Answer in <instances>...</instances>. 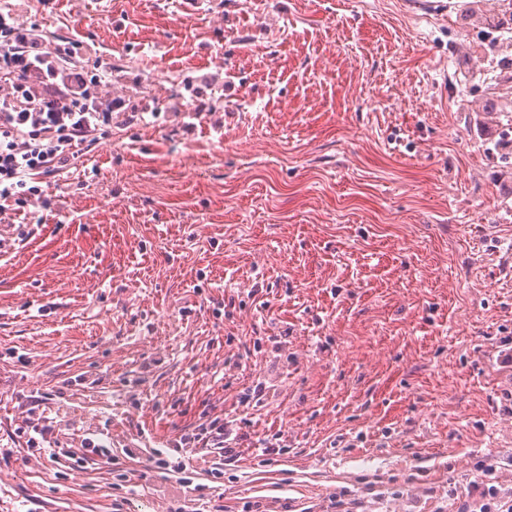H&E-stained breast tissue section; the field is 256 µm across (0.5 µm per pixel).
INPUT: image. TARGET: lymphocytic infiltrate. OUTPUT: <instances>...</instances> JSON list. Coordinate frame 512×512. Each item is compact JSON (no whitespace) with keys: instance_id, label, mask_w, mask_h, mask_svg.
I'll list each match as a JSON object with an SVG mask.
<instances>
[{"instance_id":"lymphocytic-infiltrate-1","label":"lymphocytic infiltrate","mask_w":512,"mask_h":512,"mask_svg":"<svg viewBox=\"0 0 512 512\" xmlns=\"http://www.w3.org/2000/svg\"><path fill=\"white\" fill-rule=\"evenodd\" d=\"M82 48L49 40L20 21L15 0H0V220L41 223L40 180L63 173L124 106L106 91L108 71L81 65Z\"/></svg>"}]
</instances>
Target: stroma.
<instances>
[{
	"mask_svg": "<svg viewBox=\"0 0 512 512\" xmlns=\"http://www.w3.org/2000/svg\"><path fill=\"white\" fill-rule=\"evenodd\" d=\"M445 2L27 0L136 112L0 223V512L512 491V106ZM216 421L236 456L194 443Z\"/></svg>",
	"mask_w": 512,
	"mask_h": 512,
	"instance_id": "stroma-1",
	"label": "stroma"
}]
</instances>
